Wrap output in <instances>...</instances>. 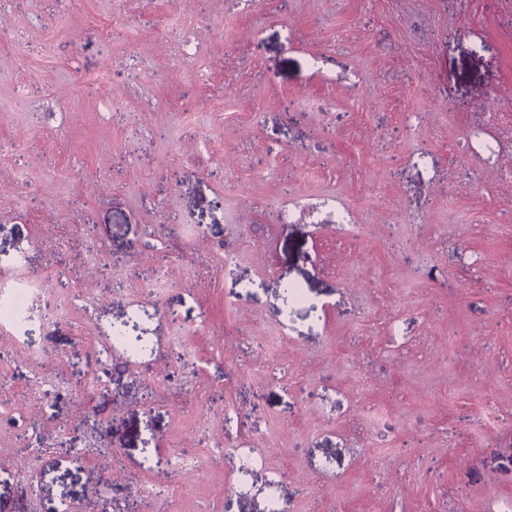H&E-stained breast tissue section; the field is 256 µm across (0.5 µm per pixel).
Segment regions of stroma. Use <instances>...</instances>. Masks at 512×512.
I'll return each instance as SVG.
<instances>
[{"label": "stroma", "instance_id": "stroma-1", "mask_svg": "<svg viewBox=\"0 0 512 512\" xmlns=\"http://www.w3.org/2000/svg\"><path fill=\"white\" fill-rule=\"evenodd\" d=\"M32 263L0 512H500L512 0H0V275Z\"/></svg>", "mask_w": 512, "mask_h": 512}]
</instances>
